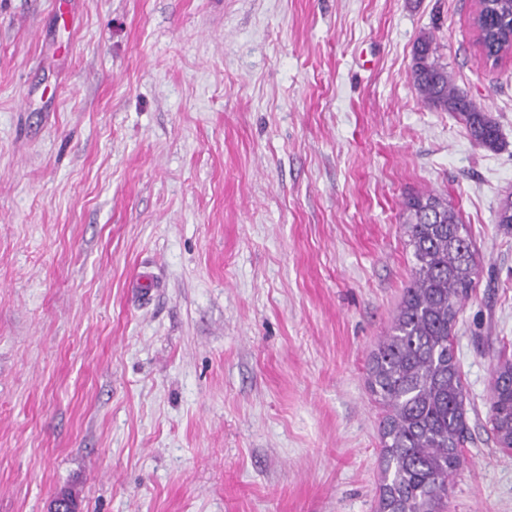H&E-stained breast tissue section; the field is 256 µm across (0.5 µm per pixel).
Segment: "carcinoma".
<instances>
[{
    "label": "carcinoma",
    "instance_id": "cac0c4a2",
    "mask_svg": "<svg viewBox=\"0 0 512 512\" xmlns=\"http://www.w3.org/2000/svg\"><path fill=\"white\" fill-rule=\"evenodd\" d=\"M484 57L497 56L498 37L512 27V0H492L481 20ZM412 85L429 107L456 116L481 148L501 145L491 113L477 109L448 73L433 37L414 42ZM403 224L414 264L389 331L373 350L367 383L382 411L384 462L379 512H445L462 449L469 440L466 389L453 351V331L476 288L479 264L459 214L431 191L408 195ZM496 223L512 230V194ZM488 406L496 444L512 452V359L498 357Z\"/></svg>",
    "mask_w": 512,
    "mask_h": 512
}]
</instances>
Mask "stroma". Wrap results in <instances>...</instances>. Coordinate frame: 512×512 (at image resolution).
<instances>
[{
  "mask_svg": "<svg viewBox=\"0 0 512 512\" xmlns=\"http://www.w3.org/2000/svg\"><path fill=\"white\" fill-rule=\"evenodd\" d=\"M473 0H0V512H377L369 357L413 266L402 203L459 212L471 439L447 512H512L487 419L512 354V60ZM432 34L498 121L410 80ZM410 79L425 104L456 116L479 147L488 150L500 147L501 135L497 122L490 112L477 109L467 94L454 84L448 73V63L439 54L429 34H421L414 42Z\"/></svg>",
  "mask_w": 512,
  "mask_h": 512,
  "instance_id": "stroma-1",
  "label": "stroma"
}]
</instances>
